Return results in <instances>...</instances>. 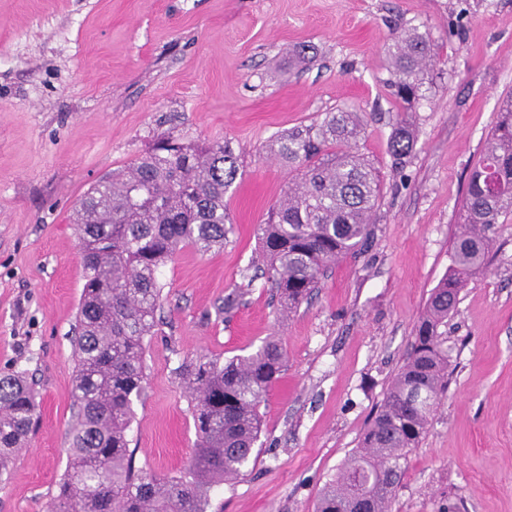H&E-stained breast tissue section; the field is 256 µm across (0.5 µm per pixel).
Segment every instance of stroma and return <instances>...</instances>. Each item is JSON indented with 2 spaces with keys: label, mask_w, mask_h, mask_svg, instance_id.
I'll use <instances>...</instances> for the list:
<instances>
[{
  "label": "stroma",
  "mask_w": 512,
  "mask_h": 512,
  "mask_svg": "<svg viewBox=\"0 0 512 512\" xmlns=\"http://www.w3.org/2000/svg\"><path fill=\"white\" fill-rule=\"evenodd\" d=\"M418 28L439 47L425 99L394 102L386 48ZM312 60L301 64L296 47ZM512 94V0H0V373L26 371L38 421L0 480V512H47L67 464L76 313L71 222L84 192L159 138L228 140L223 249L186 247L159 270L162 322L128 438L136 468L181 476L196 434L183 359H286L262 408L259 458L217 487L211 512H314L386 396L447 272L499 100ZM363 111L360 150L383 199L365 253L336 263L279 316L257 275V226L291 175L271 152L288 130ZM418 140L403 168L394 125ZM448 322V392L407 458L394 512H512V215Z\"/></svg>",
  "instance_id": "1"
}]
</instances>
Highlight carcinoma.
<instances>
[{
    "mask_svg": "<svg viewBox=\"0 0 512 512\" xmlns=\"http://www.w3.org/2000/svg\"><path fill=\"white\" fill-rule=\"evenodd\" d=\"M438 45L414 29L392 38L391 96L425 97ZM360 113L338 109L288 130L272 152L293 178L287 197L258 225L260 272L285 315L321 285L336 261L364 251L382 199L375 168L359 153ZM415 133L393 127L388 152L404 166ZM239 174L229 143L185 144L169 136L121 172L96 181L77 205L83 289L74 340L76 412L66 470L47 512H209L212 490L249 464L261 432V407L285 351L276 336L256 352L227 360L200 355L178 366L190 393L194 457L179 477L135 470L128 432L145 390L146 339L158 324L160 268L183 246L224 248L230 223L224 195ZM512 213V96L502 100L488 146L466 178L448 272L420 314L412 350L372 417L359 448L323 491L315 512H391L402 464L426 434L448 390V318L493 245L495 224ZM37 391L26 372L0 374V477L30 433Z\"/></svg>",
    "mask_w": 512,
    "mask_h": 512,
    "instance_id": "cac0c4a2",
    "label": "carcinoma"
}]
</instances>
